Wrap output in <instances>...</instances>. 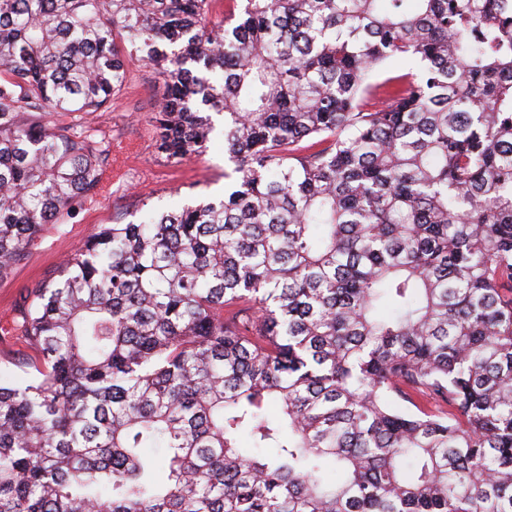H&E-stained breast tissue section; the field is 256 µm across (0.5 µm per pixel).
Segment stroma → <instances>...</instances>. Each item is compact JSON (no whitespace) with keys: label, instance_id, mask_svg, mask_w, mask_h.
<instances>
[{"label":"stroma","instance_id":"35a3bbf8","mask_svg":"<svg viewBox=\"0 0 512 512\" xmlns=\"http://www.w3.org/2000/svg\"><path fill=\"white\" fill-rule=\"evenodd\" d=\"M161 86L162 78L153 66L132 62L111 108L85 116V124L95 129L97 137L111 142L112 169L118 178L109 197L79 209L63 232H44L0 275L1 379H37L35 352L24 337L10 331L15 308L21 297L58 277L60 264L80 250L94 227L136 220L148 207L223 198L233 165L222 137H215L203 153L177 164L161 155L153 123Z\"/></svg>","mask_w":512,"mask_h":512}]
</instances>
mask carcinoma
I'll return each mask as SVG.
<instances>
[{
	"mask_svg": "<svg viewBox=\"0 0 512 512\" xmlns=\"http://www.w3.org/2000/svg\"><path fill=\"white\" fill-rule=\"evenodd\" d=\"M0 0V274L108 190L132 57L170 163L16 308L0 512H512V0Z\"/></svg>",
	"mask_w": 512,
	"mask_h": 512,
	"instance_id": "cac0c4a2",
	"label": "carcinoma"
}]
</instances>
